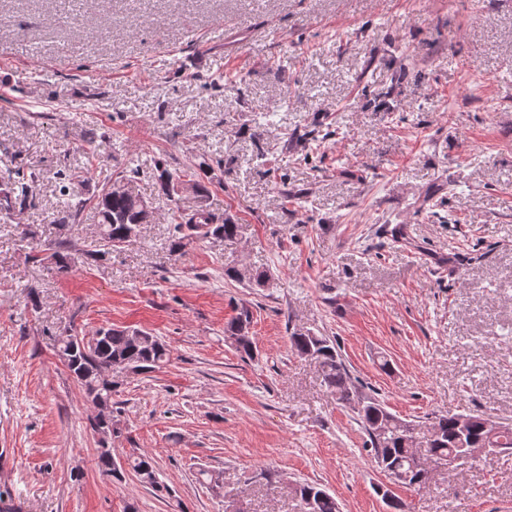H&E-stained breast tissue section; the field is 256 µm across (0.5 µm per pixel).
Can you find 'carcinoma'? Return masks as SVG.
<instances>
[{"mask_svg":"<svg viewBox=\"0 0 512 512\" xmlns=\"http://www.w3.org/2000/svg\"><path fill=\"white\" fill-rule=\"evenodd\" d=\"M157 171L159 179L174 194L178 193L183 178L192 176L190 171L183 170L176 179L163 162L157 163ZM138 174V165L131 158L123 187L104 189L94 196L100 217L98 234L107 246L116 247L135 241L141 225L149 221L148 205L135 187ZM15 175L17 180L14 184L19 186V191L7 190L0 196V212L6 214L14 212L18 207L33 204L27 193V185L34 179V175L27 176L18 170ZM59 193L56 223L61 227L77 223L80 208L79 204L72 202L70 187L62 184ZM176 220L169 240V251L173 254L181 253L190 242L209 238L232 239L240 231V225L231 218L220 219L204 206L190 213L180 211ZM50 249L58 270L68 269L70 260L65 254L66 241L61 238L51 244ZM250 323V311L243 307L224 327L225 342L243 358L254 357L256 351L254 339L249 333ZM89 340L93 341V345L84 351L74 344L71 335L60 334L56 352L85 393L106 410V413H96L90 418V427L94 429L104 418H112L117 387L106 377L109 363L121 361L138 371L151 372L169 361L170 350L159 337L147 331L142 332L140 339L133 340L127 329L102 327ZM289 342L297 356L310 358L319 364L325 384L336 391L340 403H348L350 395L359 391L356 379L352 377L336 348V341L315 332H294L289 336ZM356 416L367 436L366 444L375 463L382 465V470L387 473L398 470L410 474L409 481L402 483V486L415 491L428 487V479L413 469L414 457L418 453L446 460L472 448L512 449V429L499 432L494 430L488 425L490 417L484 414H468V433L463 438L458 433L457 415L448 413L431 416L427 421L414 426L415 444L405 439L401 429L403 419L389 412L384 403L375 397H368L363 410L356 412ZM96 465L100 474L116 481L122 480V474L115 473L111 455L97 451ZM128 466L142 483L154 491L161 493L166 490L158 480L156 460L151 453L143 451L130 455ZM291 492L301 502L308 497L312 498V512H340L336 498L315 484L297 483Z\"/></svg>","mask_w":512,"mask_h":512,"instance_id":"1","label":"carcinoma"}]
</instances>
